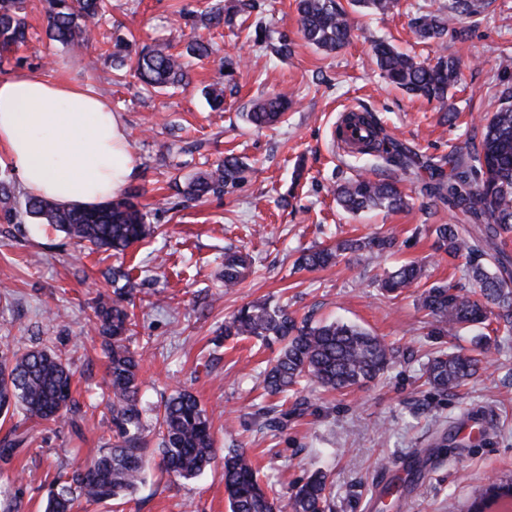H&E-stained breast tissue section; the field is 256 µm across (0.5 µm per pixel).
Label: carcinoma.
I'll use <instances>...</instances> for the list:
<instances>
[{
    "mask_svg": "<svg viewBox=\"0 0 512 512\" xmlns=\"http://www.w3.org/2000/svg\"><path fill=\"white\" fill-rule=\"evenodd\" d=\"M46 33L53 40L73 48L92 44L93 32L86 24L106 12L105 0H46ZM23 0H0V60L28 41L29 26L22 8ZM352 4L388 13L398 8L399 0H352ZM486 7L485 0H448L417 18L415 35L422 43L440 41L448 29L460 37L467 29L461 26L467 17ZM252 0H236L225 7L223 0H209L207 10L192 15L195 29H213L233 24L234 17L250 12ZM297 14L303 38L314 47L335 51L349 42L351 19L336 0H297ZM382 76L392 85L429 102L445 104L448 90L459 77L458 63L444 55L433 63L418 62L408 54L378 40L373 46ZM212 45L199 37L190 38L184 51L172 53L167 46H144L130 51L129 43L116 40L108 54L112 69L131 70L147 93L190 82L189 59L207 58ZM292 106L285 93L254 101L246 120L258 127L282 121ZM354 126H365L372 140L360 154L383 161L397 175L372 179L359 174L336 187V202L347 212L365 209L399 210L406 199L399 189L403 180L419 179L412 157L382 134L368 112L348 117ZM245 164L228 155L198 173L185 185L174 183L181 200L174 207L204 197L224 194L243 178ZM425 196L448 204L471 224L486 225L485 235L476 237L458 224H435L439 249L456 259L471 258L467 269L476 290L465 293L451 282L433 284L421 294L422 307L450 336L483 324L489 307L499 309L495 332L512 333V259L492 249V237L512 229V99H502L500 107L485 118L479 144L455 147L448 156L429 164V181L422 184ZM141 192L133 188L124 196L94 209L62 208L43 198H28L25 211L46 224H55L69 238L81 244L115 253L154 233L147 223V213L139 202ZM18 217L14 192L10 184L0 181V218L13 222ZM394 247L390 238L344 239L333 245L304 251L300 265L317 269L341 259L361 262L377 251ZM252 258L238 251L224 253L219 280L225 289L239 286L249 275ZM424 277L416 262L403 264L378 280V288L388 295L416 288ZM112 301H101L93 310L92 323L107 352L109 379L107 402L112 417L113 441L95 450L89 463L71 471H60L45 497L44 512H71L79 498L93 501L122 500L136 490L148 463L159 455L160 466L169 477L190 479L216 458L211 422L206 409L188 390L167 398L162 412L155 414L157 447H150L145 409L140 395L139 370L143 354L129 347L132 318L126 306L131 288L130 273L122 267L112 268ZM254 337L266 344L277 343L276 358L263 371L267 395H296L304 381L341 391L371 381L385 371L393 358L387 346L370 332L340 322L312 325L297 321L288 308L268 301L250 303L224 320V338ZM485 358L442 352L426 369V379L436 391L457 390L475 377ZM74 372L68 360L49 346L19 352L3 345L0 349V415L19 417L14 428L36 419L56 424L67 414L78 412L72 397ZM255 415L261 426L279 429L288 411L273 405L261 406ZM224 492L230 512H326L328 476L312 473L296 487L290 501L282 504L262 487L252 462L243 448H227L223 456ZM512 492V480L485 485L467 507V512H488L500 498Z\"/></svg>",
    "mask_w": 512,
    "mask_h": 512,
    "instance_id": "1",
    "label": "carcinoma"
}]
</instances>
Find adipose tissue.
I'll return each mask as SVG.
<instances>
[{"label":"adipose tissue","mask_w":512,"mask_h":512,"mask_svg":"<svg viewBox=\"0 0 512 512\" xmlns=\"http://www.w3.org/2000/svg\"><path fill=\"white\" fill-rule=\"evenodd\" d=\"M0 153L26 194L93 208L136 170L126 129L90 87L28 73L0 78Z\"/></svg>","instance_id":"ef3b65f1"}]
</instances>
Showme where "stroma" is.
Returning a JSON list of instances; mask_svg holds the SVG:
<instances>
[{"label":"stroma","instance_id":"1","mask_svg":"<svg viewBox=\"0 0 512 512\" xmlns=\"http://www.w3.org/2000/svg\"><path fill=\"white\" fill-rule=\"evenodd\" d=\"M448 0H400L386 15L351 11L346 46L325 53L307 44L295 0H254L249 17L233 26L201 31L214 53L198 62L187 87L149 95L132 73L117 74L104 60L115 37L140 44L164 42L181 51L192 35L188 12L204 0H111L95 27V41L79 55L46 34L44 0H25L31 38L0 65V74L27 72L91 84L112 103L126 128L137 173L132 181L151 237L123 257L73 244L64 233L19 214L0 220V345L32 350L53 341L75 370L73 396L81 436L66 422H28L25 444L0 458V496L19 497L21 512H43L46 489L60 469L90 461L111 438V415L102 399L107 359L88 317L98 298L111 297L105 274L117 265L132 271L134 313L130 346L145 349L142 395L153 408L175 389L192 392L212 418L217 450L242 447L252 457L269 494L289 499L316 470L329 475L331 512H464L490 479L512 478V335L499 337L485 370L461 389L441 396L425 385L429 359L440 351L476 350V330L438 334L421 309L419 289L387 297L371 283L397 263L424 264L428 282L454 279L468 286L466 258L449 262L431 225L448 222L447 208H433L419 183L402 182L408 205L397 212L340 209L334 184L371 175L376 165L356 158L337 141L345 109L371 112L396 143L424 156L478 142L484 119L512 88V0H493L468 19V34H448L423 44L414 34L422 14ZM288 39L282 58L259 43L257 26ZM390 41L417 60L447 55L459 63V81L445 106L411 96L381 75L374 41ZM239 60L235 89L224 108L211 110L203 89L223 78L225 57ZM288 93L285 122L258 129L244 113L251 100ZM454 112L455 121L445 119ZM246 164L243 181L222 198L185 209L156 207L171 198L173 180H186L226 155ZM389 236L392 251L370 262L308 270L295 264L302 249L338 240ZM251 256L252 271L227 292L217 273L225 249ZM269 299L287 304L297 318L341 320L382 338L394 350L383 375L344 392L306 385L307 409L271 431L252 414L264 405L261 371L276 347L252 339L217 340L226 317L241 306ZM58 319H49V312ZM124 512H228L221 463L190 480L162 476L150 466Z\"/></svg>","mask_w":512,"mask_h":512}]
</instances>
